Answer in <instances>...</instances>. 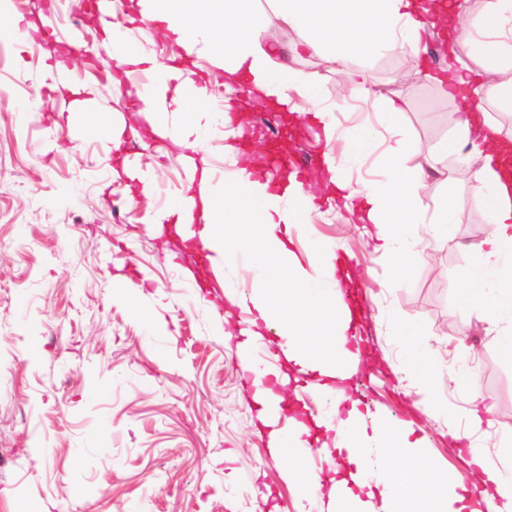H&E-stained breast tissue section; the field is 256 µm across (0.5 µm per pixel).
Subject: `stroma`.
<instances>
[{"instance_id": "stroma-1", "label": "stroma", "mask_w": 512, "mask_h": 512, "mask_svg": "<svg viewBox=\"0 0 512 512\" xmlns=\"http://www.w3.org/2000/svg\"><path fill=\"white\" fill-rule=\"evenodd\" d=\"M43 0H13L0 27L27 22L25 43L0 40V506L6 512H287L297 489L286 464L273 458L258 418L250 378L240 371L238 328L245 317L228 308L217 280L220 263L197 266L177 244L172 225L144 223L186 190L184 158L224 164L230 123L220 135L178 145L173 135L185 115L169 109L168 136L139 112L136 88L112 58L105 20L95 31L76 24L86 0H62L59 33L45 37ZM116 24L126 27L137 52L166 66H185L208 89V107L244 92L224 85V71L205 43L185 54L163 26L141 21L137 0H119ZM292 33L278 38L279 61L316 75L327 99H336L334 63L295 55ZM400 54L373 60L372 89L400 98L410 138L408 166L433 158L458 117V100L428 79L442 68L428 58L411 87L397 86ZM67 87H89L97 106L124 127L120 148L78 119ZM240 149L289 145L288 162L303 160L300 177L313 197L309 223L290 229L291 250L307 272L316 245L343 253L344 283L365 298L361 319L366 364L349 392L385 417L413 423L426 454L455 485L472 487L469 454L447 434L443 419L416 409L432 397L460 403L447 383L404 390L391 367L401 364L387 320L421 327L428 350L444 364L477 377L492 412L475 436L488 460L511 463L499 452L512 413V363L495 331L478 312L461 310L459 270L476 254L468 224L484 211L467 181L452 184L456 218L453 248L439 252L444 278L428 279L416 265L396 277L388 255L363 235L338 200L325 155L342 142L327 140L306 112L255 104ZM148 170L155 187L111 181L113 170Z\"/></svg>"}]
</instances>
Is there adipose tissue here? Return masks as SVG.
<instances>
[{
	"mask_svg": "<svg viewBox=\"0 0 512 512\" xmlns=\"http://www.w3.org/2000/svg\"><path fill=\"white\" fill-rule=\"evenodd\" d=\"M145 23L164 24L178 43L192 49L207 38L227 81L245 80L250 94L288 106L293 97L311 105L313 119L327 133H338L346 144L343 157L327 158L331 182L354 199L364 223L373 225L381 247L399 275H406L428 251L447 248V226L455 219V206L441 197L428 221V238L420 240L416 227L423 221L420 196L428 188L436 161L407 167L410 142L400 126V104L375 95L366 70L350 71L341 86V97L370 103L374 116L337 129L335 103L323 97L315 76L273 59L269 35L277 29L293 31V51L348 68L353 59L402 53L412 68H420L425 39L454 30L456 48L449 51L448 75L440 79L444 94L455 98L475 89L512 108V0H484L482 13L467 24L456 22L453 0H139ZM153 87L143 93V110L152 115L153 129L165 134L162 122L168 104H175L189 117L181 137L219 133L229 122L227 112L205 110L204 98L189 101L183 95L193 86L191 77L159 65ZM494 73L497 84L484 85V75ZM453 155V178L469 180L485 212L488 233L477 246V258L457 277L462 303L481 310L493 326L501 355L512 361V141L502 138L501 128L486 113H460L453 134L441 148ZM482 155L478 168L469 159ZM378 156L382 177L351 187L345 179L348 168ZM231 169L224 177V192L210 190L208 175H201L195 192L179 195L166 211L154 216L155 224L185 227L186 237L217 255L225 268H236L248 257L245 279L225 281L224 298L233 307L248 311L240 330L241 352L261 339L262 329L274 326L283 340L288 362L301 373L324 377L317 394L329 404L317 416V426L331 433L324 455L346 451L347 467L331 485L317 474L293 467L289 476L300 486L299 512H512V467L490 465L480 449H472L477 476L478 500L451 490L447 475L428 460L426 441L413 427L385 420L380 414L362 412L349 401L344 384L361 364L353 349L355 331L339 305L341 284L331 267L330 245L316 249L315 274L302 273L295 254L287 247L292 225L305 222L308 211L301 201L307 192L296 176L258 180L253 167L237 160L234 146L224 148ZM208 212L199 230H192L194 209ZM404 353L408 385H434L447 379L449 388L467 395V404L456 408L436 399L418 403L424 413L442 416L453 439L472 437L480 430L488 410L478 392L475 375L448 373L441 363L425 353L421 331L413 325L390 320ZM260 404L259 417L269 430L273 456L288 459L300 447L308 431L295 422L293 431L279 426L282 396L279 387L291 378L267 365L251 364ZM275 377L279 387H265L264 379Z\"/></svg>",
	"mask_w": 512,
	"mask_h": 512,
	"instance_id": "1",
	"label": "adipose tissue"
}]
</instances>
